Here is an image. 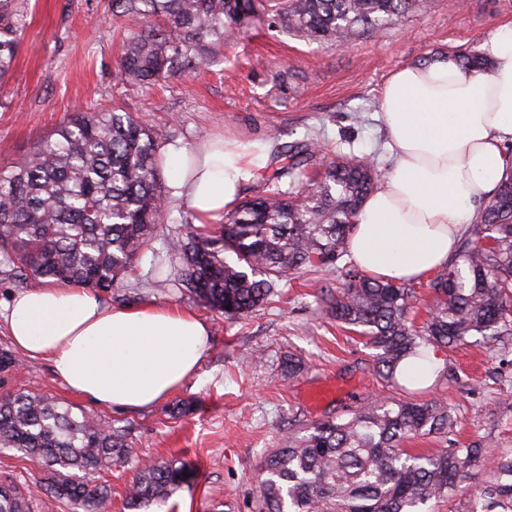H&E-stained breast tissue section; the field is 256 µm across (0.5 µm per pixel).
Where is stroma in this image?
Masks as SVG:
<instances>
[{
	"mask_svg": "<svg viewBox=\"0 0 512 512\" xmlns=\"http://www.w3.org/2000/svg\"><path fill=\"white\" fill-rule=\"evenodd\" d=\"M27 19L9 80L0 85V166L28 154L66 121L73 107H116L164 127L169 141L191 149L222 138L266 148L316 138L329 154H375L390 167L377 115L378 92L408 63L437 53L482 50L499 26L512 23V0H421L418 9L377 35L347 46L320 45L257 22L206 68L173 71L142 87L118 76L132 28L112 16L111 0H17ZM144 253L123 287L106 292L115 306L148 303L188 309L209 326L212 341L197 373L181 390L143 411H123L71 394L46 360H23L0 371V398L35 391L95 414L124 430L137 460L102 472L112 487L111 512H128L125 493L138 460L186 462L189 481L164 505L143 512H256V477L266 455L289 433L345 415L375 397V351L339 326L316 298L337 275L302 268L248 316L231 319L192 294L155 283ZM444 378L432 397L448 403L455 427L448 437L411 442L413 452L485 447L512 455V335L470 337L441 351ZM301 363L289 373V360ZM327 379L347 396L311 406L307 390ZM50 472L21 453L0 450V483L49 482Z\"/></svg>",
	"mask_w": 512,
	"mask_h": 512,
	"instance_id": "stroma-1",
	"label": "stroma"
}]
</instances>
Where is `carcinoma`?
<instances>
[{
    "label": "carcinoma",
    "instance_id": "1",
    "mask_svg": "<svg viewBox=\"0 0 512 512\" xmlns=\"http://www.w3.org/2000/svg\"><path fill=\"white\" fill-rule=\"evenodd\" d=\"M418 0H112V14L140 26L120 59L121 80L149 85L178 66L199 70L262 10L273 28L309 42L346 45L413 12ZM25 27L14 0H0V82L11 71ZM471 75L489 59L456 50ZM163 128L116 108L70 119L23 161L0 168V264L25 279L60 286H122L142 252L160 236L169 211L162 183ZM385 170L375 156L326 160L310 141L277 146L256 172V195L241 201L215 231L169 228L152 275L186 290L227 317L258 308L301 268L337 272L342 287L320 288L329 316L377 350L376 372L399 396L379 399L345 419L289 434L262 461L258 512H425L449 498L475 468L495 479L467 512L512 510V457L486 448L413 453L408 440L448 435V404L425 399L431 387L397 376L408 358L456 348L476 335L512 331V175L480 205L470 233L430 281L428 317L416 324L412 284L382 281L338 266L364 198ZM0 448H14L53 470L47 491L72 512H109L111 489L90 476L136 455L124 431L45 395L0 399ZM186 465L147 461L126 490V506L170 498ZM0 512H28L25 497L0 487Z\"/></svg>",
    "mask_w": 512,
    "mask_h": 512
}]
</instances>
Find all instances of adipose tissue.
I'll return each instance as SVG.
<instances>
[{"instance_id":"obj_1","label":"adipose tissue","mask_w":512,"mask_h":512,"mask_svg":"<svg viewBox=\"0 0 512 512\" xmlns=\"http://www.w3.org/2000/svg\"><path fill=\"white\" fill-rule=\"evenodd\" d=\"M488 67L464 73L455 53L403 65L378 101L393 159L367 197L348 240L354 264L393 282L426 278L454 255L476 207L512 173V24L486 43ZM172 194L198 224H219L263 167L256 144L199 150L169 146ZM13 345L50 359L76 396L118 409L151 407L199 369L207 323L174 307L114 308L80 285L45 284L16 294L0 315Z\"/></svg>"}]
</instances>
